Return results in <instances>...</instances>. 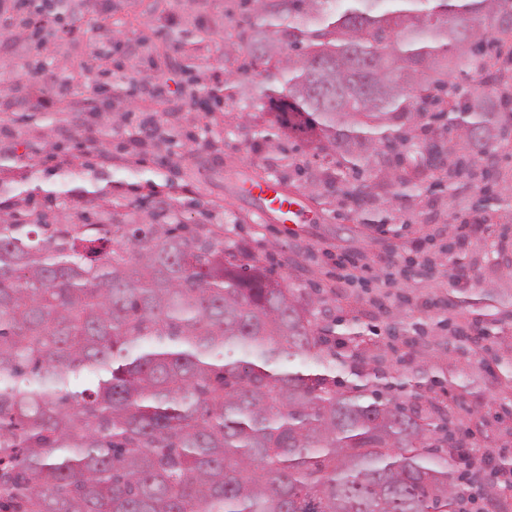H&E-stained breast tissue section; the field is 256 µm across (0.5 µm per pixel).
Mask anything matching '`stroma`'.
I'll return each instance as SVG.
<instances>
[{
  "mask_svg": "<svg viewBox=\"0 0 512 512\" xmlns=\"http://www.w3.org/2000/svg\"><path fill=\"white\" fill-rule=\"evenodd\" d=\"M103 18L104 0H89L82 6L74 17L82 34L76 38L59 34L57 59L72 61L82 55L85 32L101 25ZM115 19L123 33L118 55L127 76L143 71L145 45H162L163 32L169 27L206 30L207 37L195 56L210 83H223L236 66L237 17L229 0H208L202 8L193 0H121ZM185 62L180 51L171 53L169 59H157L159 76L168 80L169 96L159 102L134 101L127 119L107 129L108 152L76 149L75 166L83 178H97L103 189L109 182H121L120 193L128 202L152 205L176 198L181 219L191 224L222 221L240 251L273 266L279 277L321 290L325 297L321 322L354 318L373 326L377 334L372 350L376 353L386 351L392 342L383 308L373 303L376 296H384V307H399V319L409 331L416 323L434 326L446 317L465 323L468 314L458 302L473 288L493 289L501 300L512 298V274L507 271L512 262V203H501L487 212L474 190H466L464 199L453 198L440 171L426 173L423 190L411 198H393L391 184L380 179L376 202L358 206L339 200L324 183L326 160L308 157L303 149L295 152V160L308 162L306 174L296 176L293 167L278 160L269 141L259 135V119L244 123L246 94H238L207 120L201 111L180 105L178 68ZM162 115L175 129L197 133V140L175 141L163 149L139 142L142 122ZM73 118V113L49 106L46 119L25 124L26 136L32 142L49 139L73 147ZM266 178L283 179L284 191L296 196L305 209L306 223L285 224L278 214L263 211L247 189ZM314 183L319 186L315 192L310 189ZM459 224L479 227L458 251L466 266L461 280L437 266L429 272H410L400 282L401 295H386L378 278L381 270L402 265L408 256H434L440 243L455 238ZM340 255L357 257L366 264L365 281L349 283L337 278L335 261ZM439 297L453 301V309L432 306V299ZM500 334L507 345L490 355L471 345L461 350L446 347L431 333L420 339L411 358L384 360L379 367L409 378L450 373L468 384L469 408L488 415L489 422L482 426L465 417L463 428L471 430L482 446L502 449L512 457V419L503 423L492 419L501 402L512 400V391L502 388L492 374L497 361L512 360V313L504 316Z\"/></svg>",
  "mask_w": 512,
  "mask_h": 512,
  "instance_id": "35a3bbf8",
  "label": "stroma"
}]
</instances>
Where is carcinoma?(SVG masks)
<instances>
[{
  "instance_id": "carcinoma-1",
  "label": "carcinoma",
  "mask_w": 512,
  "mask_h": 512,
  "mask_svg": "<svg viewBox=\"0 0 512 512\" xmlns=\"http://www.w3.org/2000/svg\"><path fill=\"white\" fill-rule=\"evenodd\" d=\"M264 66L265 137L300 138L335 178L379 177L413 157L483 190L512 124V12L504 0H234ZM49 32L20 30L40 50ZM204 41L172 29L166 47ZM477 78L461 98L445 66ZM12 90L42 112L128 96L38 56ZM189 97L221 111L224 86L184 66ZM0 213V512H458L470 432L392 380L356 322H317L319 297L237 250L224 225L175 207L127 224L14 189ZM94 376L77 390L71 379Z\"/></svg>"
}]
</instances>
